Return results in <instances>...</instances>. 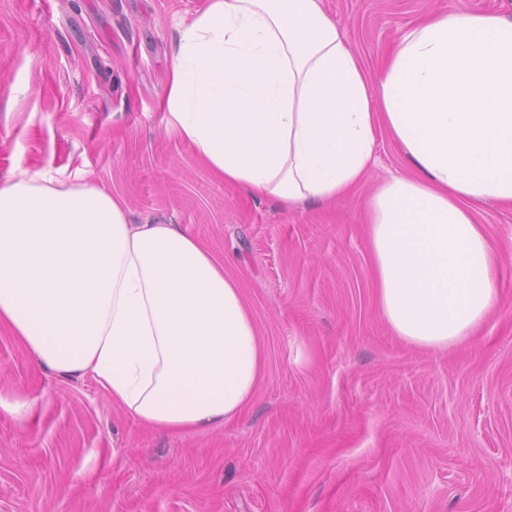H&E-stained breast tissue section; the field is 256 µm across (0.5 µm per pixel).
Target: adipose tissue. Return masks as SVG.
Masks as SVG:
<instances>
[{
	"label": "adipose tissue",
	"instance_id": "adipose-tissue-1",
	"mask_svg": "<svg viewBox=\"0 0 512 512\" xmlns=\"http://www.w3.org/2000/svg\"><path fill=\"white\" fill-rule=\"evenodd\" d=\"M161 106L216 177L286 205L359 190L387 136L413 173L367 202L381 317L405 344L445 350L496 311L476 214L512 205V17L428 13L371 74L323 0H205L177 29ZM1 327L157 430L223 425L266 364L223 259L180 225L129 223L86 170L0 180Z\"/></svg>",
	"mask_w": 512,
	"mask_h": 512
}]
</instances>
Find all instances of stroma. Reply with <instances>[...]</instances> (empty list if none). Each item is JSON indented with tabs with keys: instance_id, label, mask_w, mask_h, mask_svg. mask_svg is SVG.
Instances as JSON below:
<instances>
[{
	"instance_id": "obj_1",
	"label": "stroma",
	"mask_w": 512,
	"mask_h": 512,
	"mask_svg": "<svg viewBox=\"0 0 512 512\" xmlns=\"http://www.w3.org/2000/svg\"><path fill=\"white\" fill-rule=\"evenodd\" d=\"M457 0H324L375 72L412 22ZM202 0H0V179L90 171L133 224H177L224 260L266 347L247 408L168 433L90 377L42 368L0 331V512H512V205L489 204L499 308L444 351L376 306L364 213L407 173L376 142L364 186L329 207L255 199L167 132L158 100Z\"/></svg>"
}]
</instances>
